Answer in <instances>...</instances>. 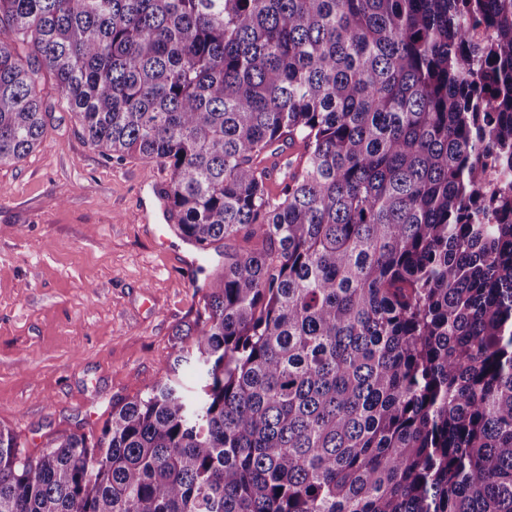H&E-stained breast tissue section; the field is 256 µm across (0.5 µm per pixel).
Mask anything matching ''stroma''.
Returning a JSON list of instances; mask_svg holds the SVG:
<instances>
[{
  "mask_svg": "<svg viewBox=\"0 0 512 512\" xmlns=\"http://www.w3.org/2000/svg\"><path fill=\"white\" fill-rule=\"evenodd\" d=\"M48 131L22 163L0 166V427L29 453L58 431L95 434L114 405L195 370L175 366L202 289L244 237L185 269L141 223V185L159 170L106 161L81 136L61 93L42 77Z\"/></svg>",
  "mask_w": 512,
  "mask_h": 512,
  "instance_id": "obj_1",
  "label": "stroma"
}]
</instances>
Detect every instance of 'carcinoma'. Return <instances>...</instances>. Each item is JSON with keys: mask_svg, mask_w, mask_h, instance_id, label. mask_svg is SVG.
<instances>
[{"mask_svg": "<svg viewBox=\"0 0 512 512\" xmlns=\"http://www.w3.org/2000/svg\"><path fill=\"white\" fill-rule=\"evenodd\" d=\"M45 74L181 237L256 245L176 331L194 394L0 427V512H512V0H0V165Z\"/></svg>", "mask_w": 512, "mask_h": 512, "instance_id": "carcinoma-1", "label": "carcinoma"}]
</instances>
